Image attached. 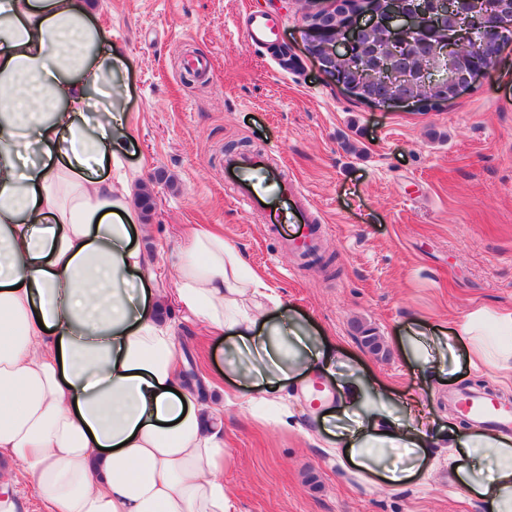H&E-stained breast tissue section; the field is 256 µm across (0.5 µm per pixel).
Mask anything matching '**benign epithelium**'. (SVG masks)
<instances>
[{
  "label": "benign epithelium",
  "mask_w": 512,
  "mask_h": 512,
  "mask_svg": "<svg viewBox=\"0 0 512 512\" xmlns=\"http://www.w3.org/2000/svg\"><path fill=\"white\" fill-rule=\"evenodd\" d=\"M466 22L453 31L444 28L440 18L424 11L417 2L404 4V10H386L381 0L366 7L363 0H326L305 16L304 36L307 53L318 60L324 73L333 76L361 100L377 104H444L455 98L477 78L489 74L500 53L484 59L460 77L448 79V68L456 58H448L445 45L452 40L469 44L476 53L487 48L491 36L499 47L512 42V22L503 19L496 0H469ZM370 32V50L355 48L353 30ZM434 45L436 52L423 55L417 46ZM378 78L387 79L386 97H367L363 87Z\"/></svg>",
  "instance_id": "obj_1"
}]
</instances>
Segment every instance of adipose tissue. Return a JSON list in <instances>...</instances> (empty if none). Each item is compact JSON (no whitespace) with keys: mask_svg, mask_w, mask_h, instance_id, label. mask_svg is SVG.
<instances>
[{"mask_svg":"<svg viewBox=\"0 0 512 512\" xmlns=\"http://www.w3.org/2000/svg\"><path fill=\"white\" fill-rule=\"evenodd\" d=\"M125 61L92 0H0V512L25 465L44 512H231L216 402L178 366L161 314L175 301L224 337L246 404L277 406L299 376L332 372L338 346L296 314L221 233L194 232L159 287L113 178L130 118L111 97ZM512 313L481 308L452 341L407 340L436 373L512 371ZM325 422L368 477L400 485L448 449V473L490 512H512V441L449 424L427 435L416 403L359 370Z\"/></svg>","mask_w":512,"mask_h":512,"instance_id":"obj_1","label":"adipose tissue"}]
</instances>
